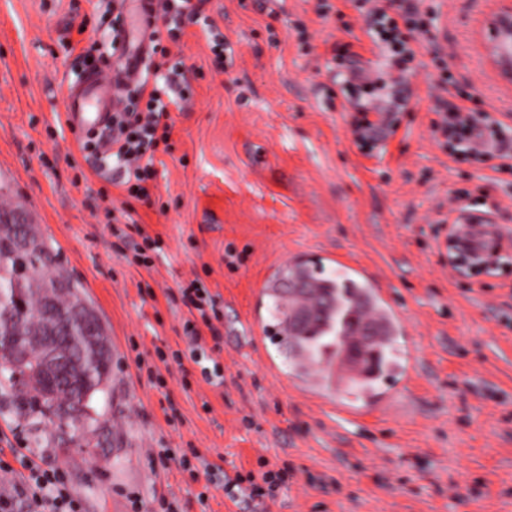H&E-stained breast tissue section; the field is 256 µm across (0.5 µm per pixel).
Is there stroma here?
Instances as JSON below:
<instances>
[{
	"instance_id": "obj_1",
	"label": "stroma",
	"mask_w": 512,
	"mask_h": 512,
	"mask_svg": "<svg viewBox=\"0 0 512 512\" xmlns=\"http://www.w3.org/2000/svg\"><path fill=\"white\" fill-rule=\"evenodd\" d=\"M204 0L206 23L175 51L188 69L191 107L172 112L171 153L156 152L152 205L125 199L93 175L57 117L83 65L61 39L74 13L96 28L102 66L113 62L111 16L87 0H0V194L23 206L100 317L112 352L101 427L87 443L37 433L0 398V448H40L67 468L85 512H136L177 499L178 512H512V263L495 276L448 264L439 220L484 198L512 239V172L453 161L433 129L464 91L468 108L512 125V82L483 54L478 22L492 0H414L426 34L397 92L408 103L394 135L358 147L349 69L383 72L367 22L349 0ZM233 52L216 69L209 30ZM357 56L333 57L336 44ZM161 235L168 256L139 266L112 221ZM369 268L403 307L417 377L387 408L339 422L337 395L307 390L265 334L263 288L298 258ZM199 276L215 295L224 382L198 366L146 368L183 348L187 316L172 293ZM194 448L221 468L220 486L153 452ZM289 466L275 497L245 477Z\"/></svg>"
}]
</instances>
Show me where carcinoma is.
<instances>
[{
  "instance_id": "obj_1",
  "label": "carcinoma",
  "mask_w": 512,
  "mask_h": 512,
  "mask_svg": "<svg viewBox=\"0 0 512 512\" xmlns=\"http://www.w3.org/2000/svg\"><path fill=\"white\" fill-rule=\"evenodd\" d=\"M55 283L43 288L45 278ZM298 282L300 297L309 311L301 325L292 319L288 282ZM271 323L267 336L288 349L293 371L300 360L321 366L335 359L346 337L352 335V317L373 312L366 284L338 270L325 273L317 262H295L279 270L267 288ZM84 302L82 286L58 263L48 240L28 222L20 210L0 205V390H9L16 415L35 431L50 425L80 432L98 422L92 406L96 393L104 391L110 349L103 324L92 307L70 329H59L62 319ZM372 349L365 369L351 382L362 398L379 391L399 365L391 333L378 329L367 318ZM57 332L58 339L49 341ZM67 352L74 361L65 379L59 367L47 361L51 349Z\"/></svg>"
}]
</instances>
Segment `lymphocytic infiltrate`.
<instances>
[{
	"mask_svg": "<svg viewBox=\"0 0 512 512\" xmlns=\"http://www.w3.org/2000/svg\"><path fill=\"white\" fill-rule=\"evenodd\" d=\"M155 23L150 30L149 52L144 64L153 81H140L137 87L119 82L123 108L113 112L111 125L96 133L79 137L81 150L91 158V169L100 175L107 170L121 171L118 187L126 197L148 203L158 176L154 153L159 143L168 142L172 125L171 110H185L186 98L177 95L176 87L186 79L182 61L173 60L170 43L178 42L184 24L199 20L200 6L196 0H148ZM371 18L369 33L374 44L389 50L390 67L401 70L411 61L415 51L416 12L410 0H369ZM457 157L473 165L484 164L486 155L474 152L470 146L475 133L487 134L500 145L501 170L512 169V126L492 119L487 113L473 112L454 104L439 112L433 122ZM178 293L184 306L201 313V320H185L183 341L185 350L174 351L175 362L190 360L194 364L212 360L223 349L224 338L213 327L206 309L215 307L216 299L207 286L196 279L179 284ZM26 472L15 475L8 463L0 460V474L14 475L10 494H0V512H84L82 502L71 494L66 471L58 465H39L26 461Z\"/></svg>",
	"mask_w": 512,
	"mask_h": 512,
	"instance_id": "obj_1",
	"label": "lymphocytic infiltrate"
}]
</instances>
